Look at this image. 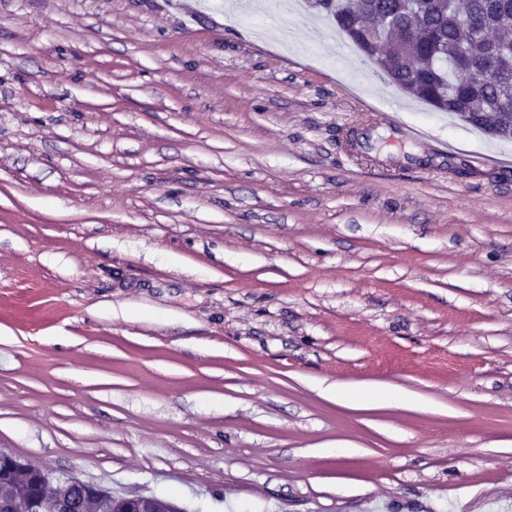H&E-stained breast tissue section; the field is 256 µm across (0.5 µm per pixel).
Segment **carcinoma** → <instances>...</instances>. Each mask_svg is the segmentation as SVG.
I'll list each match as a JSON object with an SVG mask.
<instances>
[{
	"label": "carcinoma",
	"mask_w": 512,
	"mask_h": 512,
	"mask_svg": "<svg viewBox=\"0 0 512 512\" xmlns=\"http://www.w3.org/2000/svg\"><path fill=\"white\" fill-rule=\"evenodd\" d=\"M336 8V25L377 64L388 80L430 107L449 112L494 135L512 124V0H318ZM494 62L497 80L479 78ZM0 455V503L10 512L46 501L37 471L11 469ZM82 481L69 478L65 494L75 512H84ZM162 498L124 495L97 510L157 512Z\"/></svg>",
	"instance_id": "carcinoma-1"
}]
</instances>
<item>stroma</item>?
Listing matches in <instances>:
<instances>
[{"mask_svg":"<svg viewBox=\"0 0 512 512\" xmlns=\"http://www.w3.org/2000/svg\"><path fill=\"white\" fill-rule=\"evenodd\" d=\"M0 452L186 512H512V143L307 0H0Z\"/></svg>","mask_w":512,"mask_h":512,"instance_id":"stroma-1","label":"stroma"}]
</instances>
